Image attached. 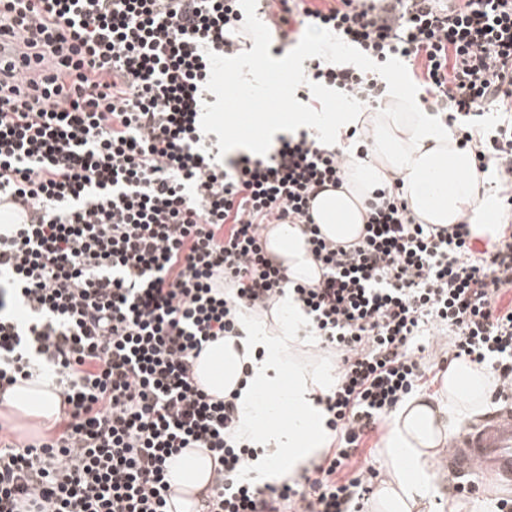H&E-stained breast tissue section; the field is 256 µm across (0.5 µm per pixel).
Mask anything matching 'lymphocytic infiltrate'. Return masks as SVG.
Instances as JSON below:
<instances>
[{
  "mask_svg": "<svg viewBox=\"0 0 512 512\" xmlns=\"http://www.w3.org/2000/svg\"><path fill=\"white\" fill-rule=\"evenodd\" d=\"M238 0H0V33L25 66H0V396L49 378L59 417L26 438L0 422V512H169L170 463L212 458L198 512H364L378 478L363 442L423 377L417 336L453 337L449 360L491 367L512 392V233L476 249L468 222L418 223L402 181L375 190L357 242L322 235L310 196L342 184L340 143L302 131L264 156L215 151L200 125L207 86L236 55ZM279 49L335 32L380 63L419 68L424 94L477 171L495 166L512 209V0H268ZM304 81L362 106L374 73L307 62ZM301 224L321 274L288 279L266 252ZM293 292L306 331L336 353L319 397L332 445L293 479L243 478L258 449L235 437L233 396L197 380L208 343L237 335L239 308Z\"/></svg>",
  "mask_w": 512,
  "mask_h": 512,
  "instance_id": "lymphocytic-infiltrate-1",
  "label": "lymphocytic infiltrate"
}]
</instances>
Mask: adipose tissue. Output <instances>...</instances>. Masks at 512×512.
<instances>
[{
	"instance_id": "obj_1",
	"label": "adipose tissue",
	"mask_w": 512,
	"mask_h": 512,
	"mask_svg": "<svg viewBox=\"0 0 512 512\" xmlns=\"http://www.w3.org/2000/svg\"><path fill=\"white\" fill-rule=\"evenodd\" d=\"M245 62L226 71L224 95L232 98L253 87L265 98L276 97L269 82L271 62L256 47L245 49ZM265 139L284 128L309 124L342 133L368 127L376 143L372 161L348 166L343 183L322 192L313 203V218L323 235L343 244L356 242L366 216L365 202L372 192L394 177H403L411 207L424 224L452 225L470 217L469 230L477 238H496L499 225L485 221L483 180L460 149L452 129L436 121L406 93L390 95L375 112H337L326 98L316 106L286 107L263 117ZM267 250L286 268L290 279L316 280L319 270L308 251L300 225L282 224L268 235ZM305 315L292 296L281 297L266 312H243L241 337L209 343L196 374L215 398L237 393V434L241 441L271 449L274 460L296 469L328 447V431L317 395L332 383L331 371L297 332ZM486 370L452 362L442 380L440 400L430 406L411 399L397 414L384 447L385 462L393 473L378 491L373 512H416L431 481L428 462L435 448L452 431L440 420L444 414H475L485 405L493 385ZM9 405L13 416L27 421L57 417L60 399L45 381L15 385ZM212 462L196 451L173 464L175 485L197 490L209 478Z\"/></svg>"
}]
</instances>
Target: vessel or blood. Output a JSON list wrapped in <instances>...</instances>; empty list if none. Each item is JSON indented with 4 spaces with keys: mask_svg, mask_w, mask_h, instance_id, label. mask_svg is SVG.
<instances>
[{
    "mask_svg": "<svg viewBox=\"0 0 512 512\" xmlns=\"http://www.w3.org/2000/svg\"><path fill=\"white\" fill-rule=\"evenodd\" d=\"M439 463L457 478L491 472L512 485V405L466 428L440 456Z\"/></svg>",
    "mask_w": 512,
    "mask_h": 512,
    "instance_id": "1",
    "label": "vessel or blood"
}]
</instances>
